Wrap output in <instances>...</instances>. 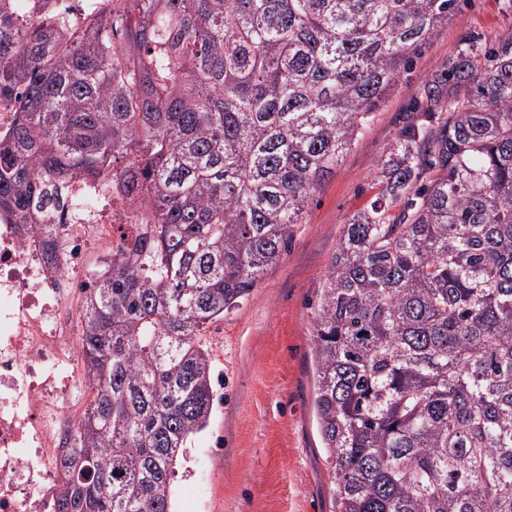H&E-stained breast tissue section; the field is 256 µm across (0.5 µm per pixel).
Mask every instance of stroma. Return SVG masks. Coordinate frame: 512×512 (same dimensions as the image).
Wrapping results in <instances>:
<instances>
[{
    "instance_id": "35a3bbf8",
    "label": "stroma",
    "mask_w": 512,
    "mask_h": 512,
    "mask_svg": "<svg viewBox=\"0 0 512 512\" xmlns=\"http://www.w3.org/2000/svg\"><path fill=\"white\" fill-rule=\"evenodd\" d=\"M512 34L501 0H461L413 55L375 118L314 193L282 258L248 298L207 325L214 406L177 462L173 512H335L314 399L313 316L353 213L374 200L377 168L463 39Z\"/></svg>"
}]
</instances>
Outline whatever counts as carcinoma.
<instances>
[{"label":"carcinoma","mask_w":512,"mask_h":512,"mask_svg":"<svg viewBox=\"0 0 512 512\" xmlns=\"http://www.w3.org/2000/svg\"><path fill=\"white\" fill-rule=\"evenodd\" d=\"M0 0V211L51 234L83 173L149 235L86 295L93 398L57 512H171L208 427L204 326L458 0ZM351 215L314 312L336 512H512V36L464 41Z\"/></svg>","instance_id":"cac0c4a2"}]
</instances>
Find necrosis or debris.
<instances>
[{"label":"necrosis or debris","mask_w":512,"mask_h":512,"mask_svg":"<svg viewBox=\"0 0 512 512\" xmlns=\"http://www.w3.org/2000/svg\"><path fill=\"white\" fill-rule=\"evenodd\" d=\"M52 238L0 214V512H54L82 403V283L94 248L142 231L109 182L74 176Z\"/></svg>","instance_id":"1"}]
</instances>
